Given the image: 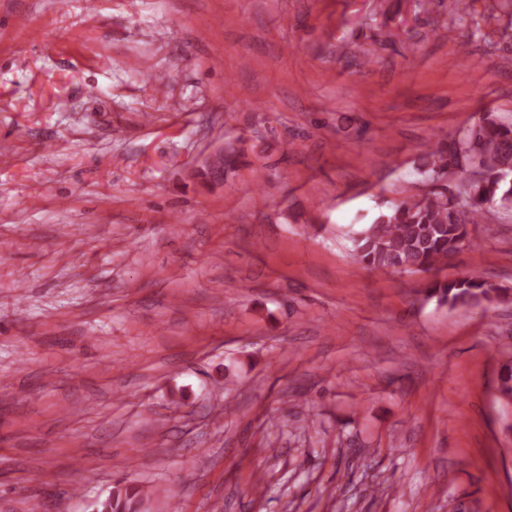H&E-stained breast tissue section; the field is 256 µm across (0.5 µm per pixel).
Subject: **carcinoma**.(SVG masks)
Returning a JSON list of instances; mask_svg holds the SVG:
<instances>
[{"mask_svg": "<svg viewBox=\"0 0 512 512\" xmlns=\"http://www.w3.org/2000/svg\"><path fill=\"white\" fill-rule=\"evenodd\" d=\"M478 178L462 185L451 199L442 192L401 201L378 214L373 222L350 231L356 265L382 271L428 273L448 262L470 242V225L480 224L494 207L512 209V124L485 113L452 139L428 146L420 174L431 177L453 168ZM492 289L478 276L434 281L430 294L457 304L491 301ZM143 491L126 485L101 502L99 512H139Z\"/></svg>", "mask_w": 512, "mask_h": 512, "instance_id": "carcinoma-1", "label": "carcinoma"}]
</instances>
